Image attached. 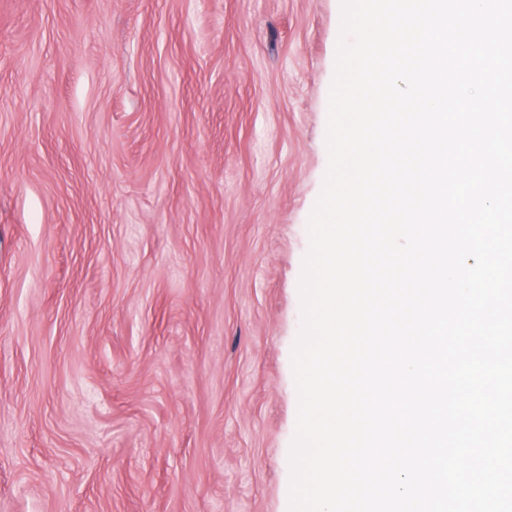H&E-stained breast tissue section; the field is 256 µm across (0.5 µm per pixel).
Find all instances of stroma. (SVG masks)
<instances>
[{"mask_svg": "<svg viewBox=\"0 0 512 512\" xmlns=\"http://www.w3.org/2000/svg\"><path fill=\"white\" fill-rule=\"evenodd\" d=\"M341 0H0V512H289Z\"/></svg>", "mask_w": 512, "mask_h": 512, "instance_id": "1", "label": "stroma"}]
</instances>
